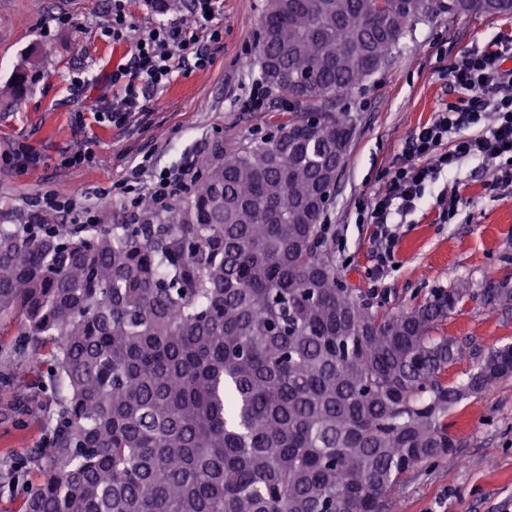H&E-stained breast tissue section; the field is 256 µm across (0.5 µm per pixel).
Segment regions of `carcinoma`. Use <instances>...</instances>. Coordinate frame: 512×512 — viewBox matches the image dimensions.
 Wrapping results in <instances>:
<instances>
[{
    "mask_svg": "<svg viewBox=\"0 0 512 512\" xmlns=\"http://www.w3.org/2000/svg\"><path fill=\"white\" fill-rule=\"evenodd\" d=\"M431 16L426 0H265L258 63L288 96L273 133L217 145L162 213L143 197L125 224L0 225V314L65 392L23 512H386L458 446L448 413L512 378V345L473 347L448 380L460 343L434 332L469 280L379 310L338 279L324 224L355 130L339 97Z\"/></svg>",
    "mask_w": 512,
    "mask_h": 512,
    "instance_id": "1",
    "label": "carcinoma"
}]
</instances>
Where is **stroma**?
Instances as JSON below:
<instances>
[{
  "mask_svg": "<svg viewBox=\"0 0 512 512\" xmlns=\"http://www.w3.org/2000/svg\"><path fill=\"white\" fill-rule=\"evenodd\" d=\"M264 0H216L212 21L188 8L163 9L162 0H124L127 20L140 31L158 24L193 33L209 62L174 73L151 90L144 112L126 124L101 121L112 101V73L128 62L129 42L104 29H87L83 18L112 16V0H0V86L10 83L27 58L37 64L27 92L0 111V225L23 224L29 204L59 187L83 190L121 224L119 191L131 166L150 159V173L176 168L184 158L202 159L229 137H252L287 100L270 90L261 108L245 109L257 62ZM512 32V17L438 13L418 24L391 64L337 109L356 125L345 166L325 222L340 241L336 268L343 282L371 303L401 311L469 279L472 294L443 325L446 334L486 348L512 344V300L489 307L491 283L512 289V184L493 178L492 164L465 161L430 184L419 207L395 228V265L381 283L371 278L377 242L373 225L361 224L363 204L389 184L410 132L458 99L448 83L456 53ZM39 162L16 167V148ZM93 155L79 165L69 158L84 148ZM458 194L454 218L442 199ZM20 324L0 317V512H20L27 487L43 474L38 454L58 398L38 369L18 352ZM458 446L436 465L408 475L389 512H512V378L469 397L450 412Z\"/></svg>",
  "mask_w": 512,
  "mask_h": 512,
  "instance_id": "1",
  "label": "stroma"
}]
</instances>
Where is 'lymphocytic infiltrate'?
<instances>
[{
  "label": "lymphocytic infiltrate",
  "mask_w": 512,
  "mask_h": 512,
  "mask_svg": "<svg viewBox=\"0 0 512 512\" xmlns=\"http://www.w3.org/2000/svg\"><path fill=\"white\" fill-rule=\"evenodd\" d=\"M111 24L120 38L134 46L129 62L112 74L118 91L103 110L112 124H124L143 111L149 90L169 82L187 55H194L198 67L208 62L203 47L180 28L160 25L142 33L130 28L121 10L113 14ZM448 81L461 92L460 103L449 105L410 133L403 147L405 159L388 189L375 193L364 208L365 221L374 225L381 247L377 275L388 271L394 255V218L416 210L427 184L442 172L458 169L466 160H494L496 178L512 183V34L457 53ZM197 174L192 158L159 173L146 188L154 208L163 211L172 206L190 190ZM49 216L61 224H93L97 210L82 203L78 190L60 186L35 205L34 223H44Z\"/></svg>",
  "instance_id": "f902f5d3"
}]
</instances>
